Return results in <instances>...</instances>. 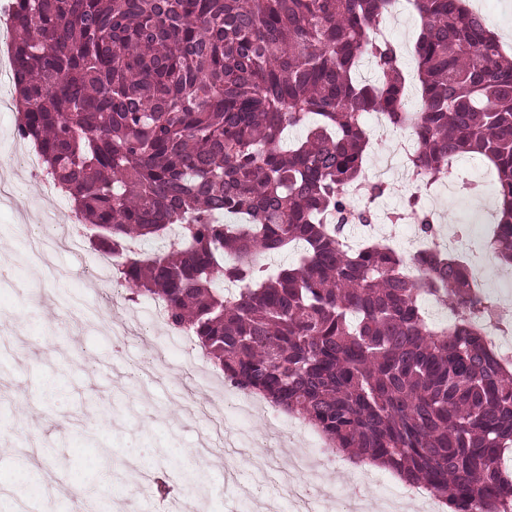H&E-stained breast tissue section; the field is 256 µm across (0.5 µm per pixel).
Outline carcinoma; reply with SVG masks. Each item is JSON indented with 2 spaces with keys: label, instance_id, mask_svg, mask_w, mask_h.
<instances>
[{
  "label": "carcinoma",
  "instance_id": "obj_1",
  "mask_svg": "<svg viewBox=\"0 0 512 512\" xmlns=\"http://www.w3.org/2000/svg\"><path fill=\"white\" fill-rule=\"evenodd\" d=\"M16 130L121 260L131 296L165 303L224 379L314 427L329 448L427 489L450 512H512V361L501 321L429 214L409 257L347 245L372 223L367 114L410 128L424 178L476 155L512 263V57L467 0H413L421 109L401 50L373 37L396 0H15ZM371 60L377 81L356 71ZM304 136L285 141L288 129ZM160 240V253L127 254ZM294 247L295 263L265 259ZM430 298L455 320L436 322Z\"/></svg>",
  "mask_w": 512,
  "mask_h": 512
}]
</instances>
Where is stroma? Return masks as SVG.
Returning a JSON list of instances; mask_svg holds the SVG:
<instances>
[{
    "mask_svg": "<svg viewBox=\"0 0 512 512\" xmlns=\"http://www.w3.org/2000/svg\"><path fill=\"white\" fill-rule=\"evenodd\" d=\"M420 30V21L407 0H400L387 26V32L401 47L405 73L409 77L407 97L411 110H419L420 94L412 79L416 66L411 47ZM0 97L9 103L0 112V178L14 187L12 205L0 207V268L12 280L0 288V328L23 322L26 334L16 336L14 353L0 356V512H12L18 489L20 459L14 451L31 447L29 457L38 470L48 473L58 494L83 488L99 481L101 491L119 483L115 469L128 454L147 462L153 479L135 497L136 512H166L174 498L199 499L198 512H264L281 503L279 489L264 483H252L250 456L235 460L237 483L224 484V450L213 449V461L203 462L201 473L190 469L189 452L200 437L215 432L234 439L238 423L229 407H221L222 417L207 424L192 416L187 408L173 404L171 394L181 391L192 395L208 392L211 384L222 383L205 356H198L191 366H183L178 337L168 335L165 327L150 326L152 309L148 298L132 302L126 288L104 284L95 289L82 287V274L70 255L53 251L55 279L45 282L42 290L31 288V277L20 267L17 254L23 248L25 226L41 223L45 209L69 210V203H56L44 195L16 163L11 152L15 141L16 109L12 85L0 87ZM389 190L373 205L374 222L388 236L396 250H404L406 241L396 236L386 216L401 210L411 192L398 174L384 177ZM477 184L492 192L493 180L485 162L467 156L454 161L446 187L423 198L424 208H436L445 228L466 226L475 244H483L490 222L483 216L484 203L468 190ZM87 302L98 303L111 317L139 327L136 335L122 342L110 337L83 332L46 343L35 340L42 330L55 328L65 310ZM170 353L173 370L159 381L149 383L148 404L135 399L128 373L136 365ZM55 378L60 389L43 394L44 378ZM380 473L385 489L402 492L403 482L388 470L377 471L366 463H353L347 454L336 456L330 477L337 487L353 493L364 478Z\"/></svg>",
    "mask_w": 512,
    "mask_h": 512,
    "instance_id": "obj_1",
    "label": "stroma"
}]
</instances>
